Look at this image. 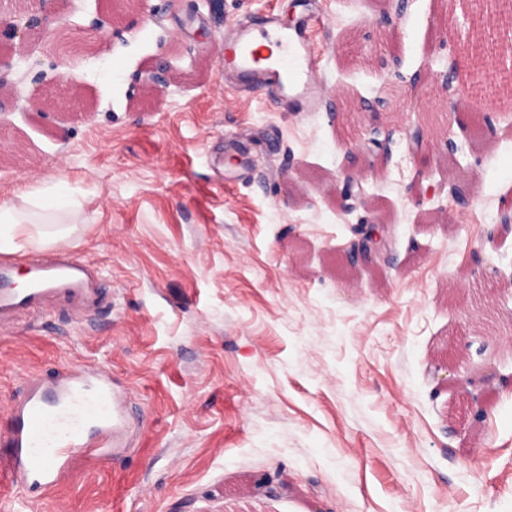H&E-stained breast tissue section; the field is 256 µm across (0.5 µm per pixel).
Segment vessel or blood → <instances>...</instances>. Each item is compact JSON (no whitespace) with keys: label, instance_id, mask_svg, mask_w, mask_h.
<instances>
[{"label":"vessel or blood","instance_id":"obj_1","mask_svg":"<svg viewBox=\"0 0 512 512\" xmlns=\"http://www.w3.org/2000/svg\"><path fill=\"white\" fill-rule=\"evenodd\" d=\"M316 19L306 15L298 27L284 26L276 14L261 25L243 18L226 35L224 75L241 90L267 89L284 104L309 111L323 106L313 73L316 59L307 43ZM32 275L28 288L9 282L12 262L0 261V321L21 311L44 315L57 299L101 301L99 274L70 253L51 260L27 258ZM126 393L118 389L108 368L74 365L51 377L28 379L4 413L0 425V477L31 492L57 486L81 457H112V437L127 422Z\"/></svg>","mask_w":512,"mask_h":512}]
</instances>
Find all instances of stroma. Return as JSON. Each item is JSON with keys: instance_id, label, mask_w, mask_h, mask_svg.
Listing matches in <instances>:
<instances>
[{"instance_id": "1", "label": "stroma", "mask_w": 512, "mask_h": 512, "mask_svg": "<svg viewBox=\"0 0 512 512\" xmlns=\"http://www.w3.org/2000/svg\"><path fill=\"white\" fill-rule=\"evenodd\" d=\"M298 2L148 0L150 17L74 0L69 29L31 32L0 125V198L63 181L78 222L38 251L97 265L112 307L1 326L0 407L26 376L88 363L127 388L132 417L112 460L77 461L34 498L0 490V512H512V228L487 240L512 211V90L477 98L462 73L418 97L409 83L498 32L462 0H321L336 123L224 80L235 20L291 21ZM378 51L399 76H379ZM160 54L166 92L136 80ZM36 63L56 80L32 83ZM463 109L494 131L469 138L449 121ZM376 118L391 158L364 147ZM347 168L371 202L345 216ZM450 180L468 205L441 193ZM366 222L387 244L374 267L348 253ZM460 377L487 390L481 421Z\"/></svg>"}]
</instances>
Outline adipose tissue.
<instances>
[{"label":"adipose tissue","mask_w":512,"mask_h":512,"mask_svg":"<svg viewBox=\"0 0 512 512\" xmlns=\"http://www.w3.org/2000/svg\"><path fill=\"white\" fill-rule=\"evenodd\" d=\"M79 202L56 195L17 194L0 202V252H17L33 243L48 245L69 236Z\"/></svg>","instance_id":"obj_1"}]
</instances>
